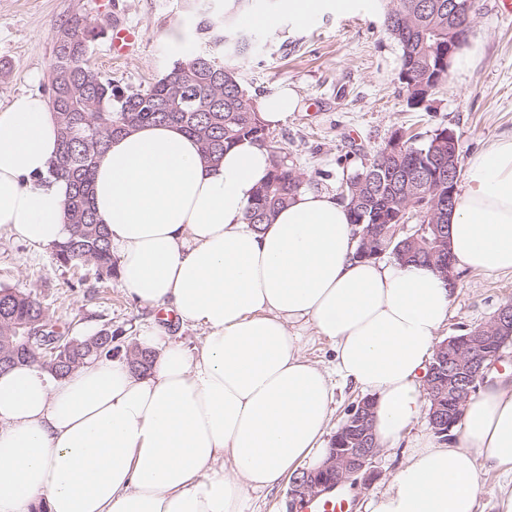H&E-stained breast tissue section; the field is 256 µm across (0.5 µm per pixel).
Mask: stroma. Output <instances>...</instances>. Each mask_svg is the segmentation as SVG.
Here are the masks:
<instances>
[{"label": "stroma", "instance_id": "stroma-1", "mask_svg": "<svg viewBox=\"0 0 512 512\" xmlns=\"http://www.w3.org/2000/svg\"><path fill=\"white\" fill-rule=\"evenodd\" d=\"M199 0H111L113 17L141 33L126 58L110 56L108 38L98 39L92 64L123 90L144 87L173 61L205 51L197 31ZM94 0H0V108L15 95L49 94L54 31L75 14L94 13ZM267 15L275 30H260L256 50L234 60L243 87L254 99L278 85L296 88L300 108L269 132L272 146L300 173L311 190L339 194L347 177L369 163L394 131L428 138L453 130L460 165L497 137L512 133V11L502 0H476L467 49L472 63L451 66L448 78L423 105L411 107L399 79L400 48L385 26L381 0H323L298 24L283 0H217L215 19L246 28V16ZM184 36L171 48L174 29ZM0 287L32 293L68 327L69 337L111 329L116 356L134 345L138 328L153 309L133 300L118 279L97 281L88 265H64L50 247L0 233ZM512 302V273L461 271L440 338L486 323ZM405 445L379 450L371 484L348 490L353 512L383 490L405 460Z\"/></svg>", "mask_w": 512, "mask_h": 512}]
</instances>
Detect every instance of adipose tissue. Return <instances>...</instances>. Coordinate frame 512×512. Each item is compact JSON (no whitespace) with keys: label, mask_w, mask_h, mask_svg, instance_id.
<instances>
[{"label":"adipose tissue","mask_w":512,"mask_h":512,"mask_svg":"<svg viewBox=\"0 0 512 512\" xmlns=\"http://www.w3.org/2000/svg\"><path fill=\"white\" fill-rule=\"evenodd\" d=\"M58 150L43 97L0 109V232L66 238L69 185L49 175ZM270 167L248 140L209 161L172 125L113 138L93 202L123 287L164 313L137 335L153 366L1 373L0 512H244L249 491L322 463L336 377L374 398L378 447L418 418L452 288L424 265L357 258L348 209L326 192L248 224ZM448 224L455 269L512 271V134L471 160ZM169 313L201 329L199 346L172 339ZM309 330L334 342L333 368L305 357ZM453 432L418 438L366 512H478L491 472L506 478L498 512H512V381L481 389Z\"/></svg>","instance_id":"1"}]
</instances>
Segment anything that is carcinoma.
<instances>
[{"label":"carcinoma","instance_id":"1","mask_svg":"<svg viewBox=\"0 0 512 512\" xmlns=\"http://www.w3.org/2000/svg\"><path fill=\"white\" fill-rule=\"evenodd\" d=\"M462 0H388L385 24L401 47L400 73L405 80L408 101L423 102L440 79L448 76V5ZM199 31L209 39L213 52L175 61L147 86L124 91L91 67V45L105 34L90 19L75 15L54 34L50 68V107L60 151L49 173L69 182L72 192L65 207L68 238L55 246V256L64 265L90 264L97 279L116 273L107 227L93 208L91 184L98 158L112 138L140 124H173L196 138L204 156L217 162L224 149L249 138L268 144L269 132L261 120L253 98L242 88L234 67L225 58L244 56L257 44V35L221 21L205 17ZM406 152L422 165L448 153V128H438L424 142L405 139ZM272 168L257 188L246 212L251 224H267L278 209L304 189V181L291 177L293 168L275 150H270ZM399 163L386 156L372 160L350 177L341 190L351 223L386 226L382 251L394 260L420 263L433 269L437 249L435 236L423 231L425 224H439L448 231V212L434 213V198L448 187L428 185L410 200L398 194L388 172ZM33 323L45 336L71 345L57 364L56 375L65 376L73 365L92 357L112 353V329H102V341H65L66 328L58 324L49 308L30 293L0 288V336L5 320ZM135 354L126 358L131 370L151 369L152 353L133 346Z\"/></svg>","mask_w":512,"mask_h":512}]
</instances>
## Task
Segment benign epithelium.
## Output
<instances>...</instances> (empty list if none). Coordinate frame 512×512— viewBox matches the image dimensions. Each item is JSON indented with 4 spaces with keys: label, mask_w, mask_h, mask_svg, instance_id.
I'll return each mask as SVG.
<instances>
[{
    "label": "benign epithelium",
    "mask_w": 512,
    "mask_h": 512,
    "mask_svg": "<svg viewBox=\"0 0 512 512\" xmlns=\"http://www.w3.org/2000/svg\"><path fill=\"white\" fill-rule=\"evenodd\" d=\"M473 0L448 10V58L453 56L468 36L471 27ZM458 168V143L453 131H448V160L440 161L436 168L421 177L422 182H448V195L436 198L440 208L454 209L456 206L455 169ZM500 340L502 344L512 342V302L501 306L490 323L483 328V335L474 340L479 345L483 337ZM35 330H27L22 335L4 337L6 346H14L25 351L28 360H37L39 366L53 370L56 360L51 355L65 348L49 349L34 344ZM436 359L441 366L435 373L448 375L454 383L458 397L450 404L448 417H442L439 398H433L429 411V422L434 432L443 435L451 431L461 420L466 403L476 390L477 382L484 380L487 371L500 362V353L471 357L454 344L444 342L436 348ZM374 401L370 397L361 399L349 410L347 423L337 434L341 445L329 452L327 460L317 471L304 472L292 482L291 496L294 504L327 494L350 479L365 484L373 481L377 474L371 469L372 459L379 448L373 432Z\"/></svg>",
    "instance_id": "7a95c632"
}]
</instances>
